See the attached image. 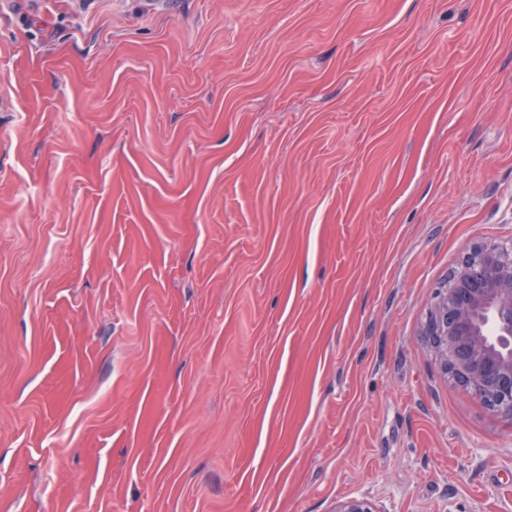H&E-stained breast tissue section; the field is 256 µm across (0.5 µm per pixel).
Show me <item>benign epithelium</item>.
<instances>
[{
    "label": "benign epithelium",
    "mask_w": 512,
    "mask_h": 512,
    "mask_svg": "<svg viewBox=\"0 0 512 512\" xmlns=\"http://www.w3.org/2000/svg\"><path fill=\"white\" fill-rule=\"evenodd\" d=\"M420 336L448 375L490 411L512 417V249L470 250L437 291ZM334 512H381L368 497Z\"/></svg>",
    "instance_id": "obj_1"
}]
</instances>
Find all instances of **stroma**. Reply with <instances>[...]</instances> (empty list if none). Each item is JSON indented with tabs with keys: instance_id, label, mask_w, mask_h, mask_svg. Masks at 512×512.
<instances>
[{
	"instance_id": "stroma-1",
	"label": "stroma",
	"mask_w": 512,
	"mask_h": 512,
	"mask_svg": "<svg viewBox=\"0 0 512 512\" xmlns=\"http://www.w3.org/2000/svg\"><path fill=\"white\" fill-rule=\"evenodd\" d=\"M508 241L512 0H0V512H512ZM420 336L441 371L512 419V249L470 250L439 289Z\"/></svg>"
}]
</instances>
